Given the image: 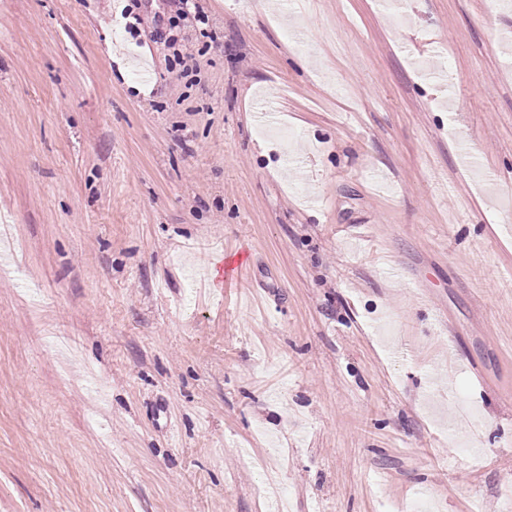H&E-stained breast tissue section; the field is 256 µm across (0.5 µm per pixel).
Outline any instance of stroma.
Masks as SVG:
<instances>
[{"label": "stroma", "mask_w": 512, "mask_h": 512, "mask_svg": "<svg viewBox=\"0 0 512 512\" xmlns=\"http://www.w3.org/2000/svg\"><path fill=\"white\" fill-rule=\"evenodd\" d=\"M196 2L0 0V512H512V0Z\"/></svg>", "instance_id": "obj_1"}]
</instances>
